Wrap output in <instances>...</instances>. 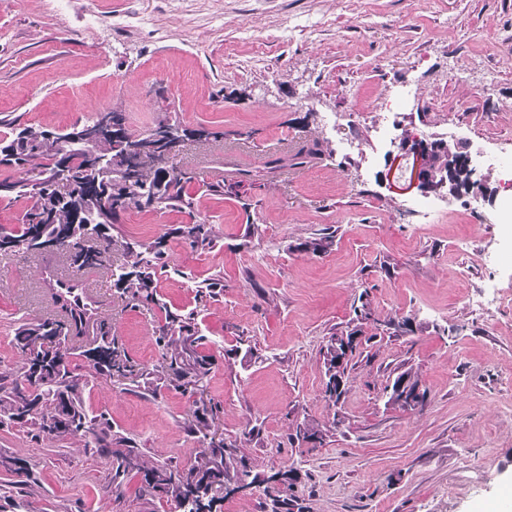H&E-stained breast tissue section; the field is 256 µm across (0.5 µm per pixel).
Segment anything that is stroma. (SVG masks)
I'll return each mask as SVG.
<instances>
[{"label": "stroma", "instance_id": "35a3bbf8", "mask_svg": "<svg viewBox=\"0 0 512 512\" xmlns=\"http://www.w3.org/2000/svg\"><path fill=\"white\" fill-rule=\"evenodd\" d=\"M512 0H0V137L18 119L52 132L93 113H123L135 133L158 117L222 138L184 140L170 166L195 172V208H130L123 242L164 243L142 305L103 273L102 317L148 384L87 371L83 398L143 460L185 470L217 436L268 479L226 495L217 512H484L512 490V206L478 170L476 187L430 220L399 140L464 127L484 155L512 159ZM401 112L385 100L398 89ZM356 150H345L346 141ZM319 142L300 167L269 159ZM244 176L221 191L224 157ZM210 224L215 245L191 249L177 229ZM330 237L327 250L311 244ZM493 250L494 266L482 265ZM51 258L0 255V373L16 375L22 321L56 317L40 283ZM221 286L212 296L199 286ZM495 283L505 298L479 314L466 298ZM367 300L339 402L325 395L321 349ZM193 313L212 368L203 388L170 385L155 342L166 311ZM414 372L422 407L388 404L385 388ZM326 428L309 448L296 425ZM31 473L17 484L15 460ZM83 441L0 427V512H176L132 472L120 485Z\"/></svg>", "mask_w": 512, "mask_h": 512}]
</instances>
